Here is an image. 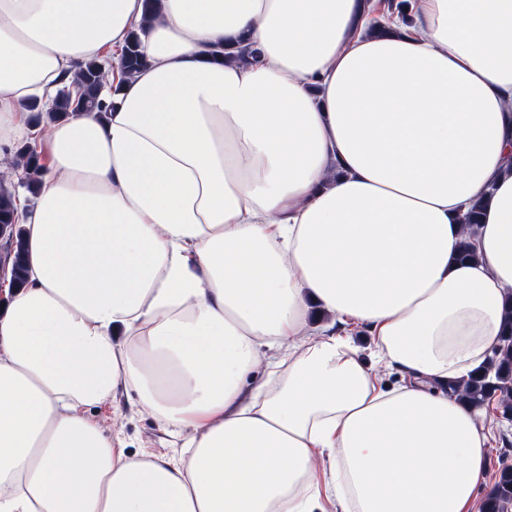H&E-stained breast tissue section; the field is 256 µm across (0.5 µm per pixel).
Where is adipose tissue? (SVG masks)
I'll use <instances>...</instances> for the list:
<instances>
[{
  "instance_id": "obj_1",
  "label": "adipose tissue",
  "mask_w": 512,
  "mask_h": 512,
  "mask_svg": "<svg viewBox=\"0 0 512 512\" xmlns=\"http://www.w3.org/2000/svg\"><path fill=\"white\" fill-rule=\"evenodd\" d=\"M411 9L418 34L394 15L365 37L359 0H160L148 25L144 0H0V150L63 75L134 32L145 58L130 79L113 61L106 116L47 128L17 203L0 512H474L493 417L447 384L512 297V0ZM242 36L261 63L218 61ZM315 305L341 333L312 337ZM361 329L405 383L364 363ZM120 381L194 427L179 462L88 420ZM480 208V202H475L470 212L463 218L466 228L459 244V258L462 261H474L477 259L476 252L468 239L476 232L477 224H479Z\"/></svg>"
}]
</instances>
